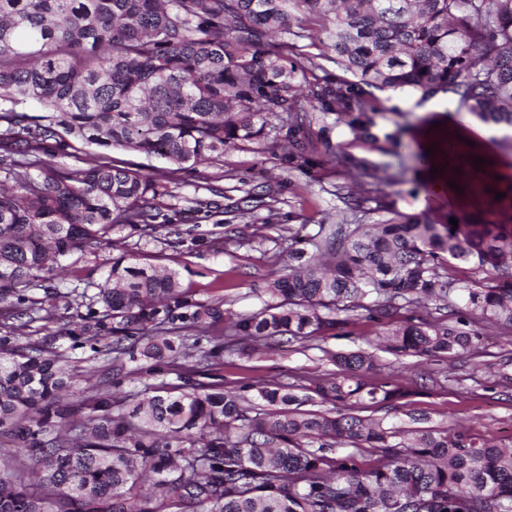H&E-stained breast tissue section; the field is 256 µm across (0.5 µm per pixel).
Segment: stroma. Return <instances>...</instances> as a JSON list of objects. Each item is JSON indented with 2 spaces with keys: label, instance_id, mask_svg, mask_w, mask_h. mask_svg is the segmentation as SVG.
Wrapping results in <instances>:
<instances>
[{
  "label": "stroma",
  "instance_id": "1",
  "mask_svg": "<svg viewBox=\"0 0 512 512\" xmlns=\"http://www.w3.org/2000/svg\"><path fill=\"white\" fill-rule=\"evenodd\" d=\"M322 32L311 29L297 42L300 53L312 56L311 80L341 79L344 71L325 51ZM367 98L374 114L375 140L356 138L337 122L334 112L316 111L310 127L318 151L297 169L285 168L278 156L264 145L229 150L224 156L181 173L165 211L173 217L174 229L189 231L183 246L171 248L165 240L145 243L137 234L115 235L112 247L75 254V270L65 273L63 284L71 286L75 276L94 272L103 275L113 256L127 251L140 263L177 273L183 286L201 303L224 300L236 314L259 311L269 300L265 291L274 262L288 247L289 229L313 236L320 225L336 224L346 210L345 197L354 184L344 167L330 153L341 147L355 159L376 168V184L404 213L436 212L426 178L395 154L394 141L419 142L434 116L425 112V101L409 91L369 89ZM234 228L236 239L225 240L216 224ZM478 352H461L453 358L432 361L422 357L395 358L377 351V378L401 376L432 379L428 394L419 396L417 407L430 425L464 428L495 444L512 445V391L490 388L488 375L474 372L475 364H493L512 354V337L486 326ZM17 343L25 347L52 338L75 373L102 379L107 368L103 357L93 353L81 339L57 334L55 325L40 322L17 329ZM375 327L364 320L352 325L350 335L316 339L305 344L283 343L271 352H256L234 359L223 368L204 375L207 383L225 386L244 381L252 384L282 381L308 384L325 376L333 366L328 352L351 351L375 340Z\"/></svg>",
  "mask_w": 512,
  "mask_h": 512
}]
</instances>
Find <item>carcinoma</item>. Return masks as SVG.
Listing matches in <instances>:
<instances>
[{
  "mask_svg": "<svg viewBox=\"0 0 512 512\" xmlns=\"http://www.w3.org/2000/svg\"><path fill=\"white\" fill-rule=\"evenodd\" d=\"M312 22L357 85L450 93L459 110L512 128V0H0V327L58 323L109 366L84 386L53 344L0 336V447L34 460L0 455V512H512V446L424 426L408 398L426 384L371 379L378 359L365 349L326 352L336 370L308 386L196 379L285 336H347L360 319L397 359L476 351L486 321L511 336L512 181L483 165L466 172L455 230L383 198L359 224L366 198L352 193L344 223L290 232L272 302L252 314L199 303L176 274L127 253L59 291L78 252L127 229L146 243L169 236L163 199L181 171L255 143L290 161L314 153L302 97L376 138L364 92L308 81L295 40ZM80 145L100 149L87 166L53 163ZM114 149L174 168L142 173ZM332 155L357 182L376 178ZM451 260L495 276L462 279ZM34 289L74 313L56 316ZM138 361L180 384L123 390ZM494 377L512 387V358ZM315 402L332 408L301 409ZM371 407L403 419L351 413Z\"/></svg>",
  "mask_w": 512,
  "mask_h": 512,
  "instance_id": "cac0c4a2",
  "label": "carcinoma"
}]
</instances>
